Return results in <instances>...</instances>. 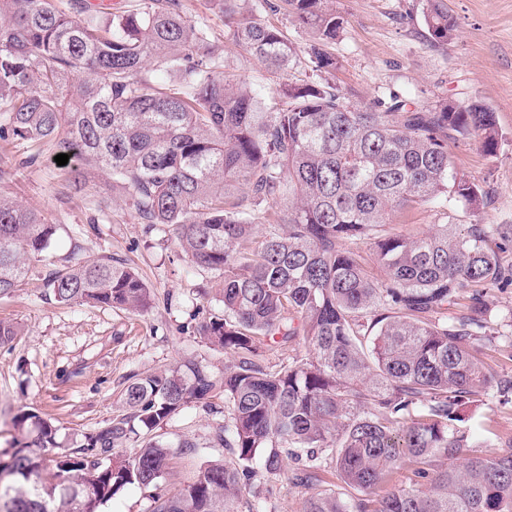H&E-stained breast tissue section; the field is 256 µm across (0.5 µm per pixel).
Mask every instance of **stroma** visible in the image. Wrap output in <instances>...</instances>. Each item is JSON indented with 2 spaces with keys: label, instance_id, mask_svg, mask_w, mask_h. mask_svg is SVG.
Wrapping results in <instances>:
<instances>
[{
  "label": "stroma",
  "instance_id": "stroma-1",
  "mask_svg": "<svg viewBox=\"0 0 512 512\" xmlns=\"http://www.w3.org/2000/svg\"><path fill=\"white\" fill-rule=\"evenodd\" d=\"M184 14L204 20L211 43L226 72L261 88L274 102L287 84L329 81L349 101L364 107L396 95L424 109L440 104L485 105L494 113L501 140L486 155L477 139L448 144L455 171L488 194L480 218L485 224H512V0H444L456 21L447 43L432 42L424 22L425 0H336L344 25L326 50L335 58L329 72L299 64L285 73L267 71L224 38V19L211 0H180ZM0 182V195L39 211L57 231L41 260L32 262L28 283L14 296L0 298V319L17 324L16 338L0 346V450L15 431L23 410L37 412L70 443L82 432L123 414L121 395L131 378L179 366L187 361L208 368L216 381L234 361L197 332L209 314L222 310L214 274L194 266L162 226L139 223L133 211L113 204L104 176L96 190L68 187L50 146L37 162L16 169ZM474 219L462 204L442 210L428 205L395 212L389 233L424 235L435 225ZM113 257L134 267L151 290L147 312L132 314L108 306L66 305L45 295L50 272L86 256ZM484 301L499 332L495 342H479L478 357L489 369L512 376V287L486 290ZM473 421L493 449L512 443V402L502 403L487 390ZM224 422V390L216 388L209 404L191 403L165 426L141 432L125 455L142 443L172 445L170 466L158 491L171 494L190 481L200 465L231 458L230 449L214 445ZM189 439L194 449L180 448ZM294 463L284 459L280 477L258 474L259 488L270 489L266 512H302L311 486L294 480Z\"/></svg>",
  "mask_w": 512,
  "mask_h": 512
}]
</instances>
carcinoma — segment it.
<instances>
[{
  "instance_id": "carcinoma-1",
  "label": "carcinoma",
  "mask_w": 512,
  "mask_h": 512,
  "mask_svg": "<svg viewBox=\"0 0 512 512\" xmlns=\"http://www.w3.org/2000/svg\"><path fill=\"white\" fill-rule=\"evenodd\" d=\"M224 37L274 71L300 61L277 28L214 0ZM312 30L316 71L336 67L323 49L340 29L334 0H283ZM431 38L452 39L444 0H427ZM479 137L496 152L494 113L478 103L434 109L393 99L355 107L329 82L288 84L276 106L224 73L204 22L179 0H142L104 20L61 0H0V139L34 164L35 145L69 155V186L95 170L142 224H161L177 247L222 284L223 310L197 329L237 363L224 372V425L215 442L234 459L208 460L153 512H234L252 492L256 462L277 476L283 455L302 462L300 480L321 482L317 460L335 464L344 492L319 490L303 512H512V445L490 454L467 422L490 388L512 396V377L490 372L476 343L495 331L481 288L511 285L500 252L512 227L437 225L409 238L383 233L389 215L455 200L477 216L487 193L458 175L448 142ZM56 226L0 197V297L27 283L29 261ZM369 241L385 278L372 279L347 244ZM56 302L144 313L151 293L112 257H86L46 278ZM466 312L448 315L462 295ZM303 337L307 354L279 368L259 359L256 340ZM216 382L202 365L151 372L125 388L126 412L61 449L57 429L33 411L15 417L0 484L9 512H101L129 485L158 488L169 445L121 449L136 426L160 428ZM55 452L54 466L45 464ZM405 485L387 487L404 460ZM385 489L384 494L377 491Z\"/></svg>"
}]
</instances>
